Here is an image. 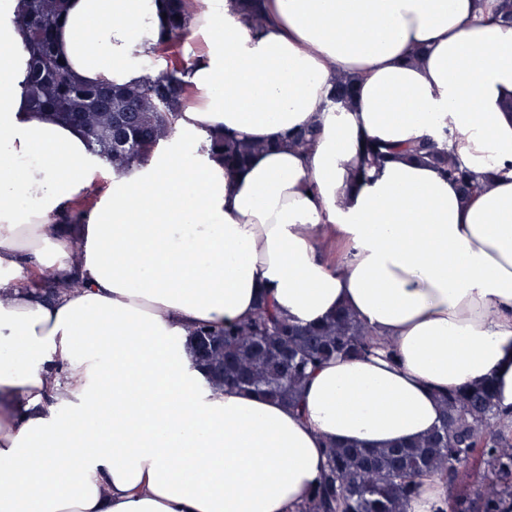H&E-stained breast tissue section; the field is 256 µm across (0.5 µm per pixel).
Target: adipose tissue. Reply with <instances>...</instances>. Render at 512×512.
<instances>
[{"label":"adipose tissue","instance_id":"adipose-tissue-1","mask_svg":"<svg viewBox=\"0 0 512 512\" xmlns=\"http://www.w3.org/2000/svg\"><path fill=\"white\" fill-rule=\"evenodd\" d=\"M501 0H233L191 19L197 98L165 148L113 175L28 95L26 0H0V512H296L327 442L387 448L441 423L437 395L494 378L512 411V24ZM161 0H66L71 74L136 86ZM355 96L330 105L337 79ZM312 129L307 150L285 135ZM272 141L225 168L207 133ZM447 142L463 195L420 139ZM392 148L363 167L367 142ZM71 282L48 297L31 277ZM272 298L301 326L354 314L381 350L334 359L304 415L215 386L196 327Z\"/></svg>","mask_w":512,"mask_h":512}]
</instances>
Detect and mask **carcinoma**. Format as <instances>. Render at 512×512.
<instances>
[{
    "label": "carcinoma",
    "instance_id": "carcinoma-1",
    "mask_svg": "<svg viewBox=\"0 0 512 512\" xmlns=\"http://www.w3.org/2000/svg\"><path fill=\"white\" fill-rule=\"evenodd\" d=\"M63 0H28L26 23L31 31L29 97L38 109L83 127L84 114L97 113L101 134L87 135L92 153L120 173L139 164L160 142V127L174 129L186 106L189 86L182 76L188 61L169 50L186 36L192 13L187 0H167L169 39L160 50L167 68L137 87L85 84L76 81L55 49V30ZM243 20L261 21L255 0H241ZM353 82L336 81L333 105L351 97ZM260 143L217 134L211 150L224 156L228 168L240 167ZM414 153L441 168L463 192L477 188L475 177L448 155V144L423 140ZM365 166L384 163L391 151L380 144L366 148ZM206 348L203 365L214 385L234 386L269 395L293 409L300 407L307 377L318 364L337 357L358 358L375 349L373 336L352 314L342 311L316 327H299L262 302L253 317L220 329L203 325L192 336V352ZM443 419L436 431L417 442L391 448L363 449L332 444L318 486L297 512H407L420 477L448 474L463 480L461 468L475 461L482 467L480 491L451 493L450 512H512V412L496 403L494 381L440 395Z\"/></svg>",
    "mask_w": 512,
    "mask_h": 512
}]
</instances>
